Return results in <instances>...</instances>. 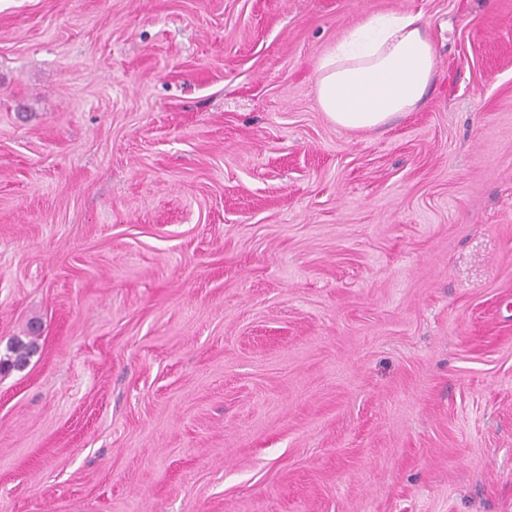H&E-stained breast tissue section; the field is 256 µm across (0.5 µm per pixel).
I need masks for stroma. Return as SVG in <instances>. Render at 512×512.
<instances>
[{"instance_id": "1", "label": "stroma", "mask_w": 512, "mask_h": 512, "mask_svg": "<svg viewBox=\"0 0 512 512\" xmlns=\"http://www.w3.org/2000/svg\"><path fill=\"white\" fill-rule=\"evenodd\" d=\"M421 15L424 103L322 112ZM0 512H512V0H0ZM425 27L420 15L375 14L349 31L319 61L321 110L353 130L416 110L436 67ZM33 342L26 343L22 339L14 338L8 347V354L0 357V372L12 369H22L32 353Z\"/></svg>"}]
</instances>
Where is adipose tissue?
<instances>
[{
	"instance_id": "ef3b65f1",
	"label": "adipose tissue",
	"mask_w": 512,
	"mask_h": 512,
	"mask_svg": "<svg viewBox=\"0 0 512 512\" xmlns=\"http://www.w3.org/2000/svg\"><path fill=\"white\" fill-rule=\"evenodd\" d=\"M425 27L418 15L375 14L349 31L319 61L321 110L353 130L416 110L436 67Z\"/></svg>"
}]
</instances>
